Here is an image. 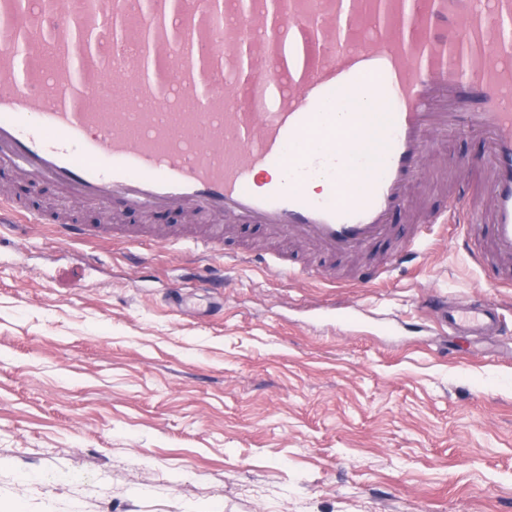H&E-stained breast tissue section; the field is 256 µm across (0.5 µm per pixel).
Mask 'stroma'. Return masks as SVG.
Here are the masks:
<instances>
[{
  "label": "stroma",
  "instance_id": "1",
  "mask_svg": "<svg viewBox=\"0 0 512 512\" xmlns=\"http://www.w3.org/2000/svg\"><path fill=\"white\" fill-rule=\"evenodd\" d=\"M130 253L0 238V512H512V287L455 240L383 287L339 258L334 287L249 268L218 294L195 249ZM440 293L506 335L448 336Z\"/></svg>",
  "mask_w": 512,
  "mask_h": 512
}]
</instances>
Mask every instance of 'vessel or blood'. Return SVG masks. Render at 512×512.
<instances>
[{"label":"vessel or blood","mask_w":512,"mask_h":512,"mask_svg":"<svg viewBox=\"0 0 512 512\" xmlns=\"http://www.w3.org/2000/svg\"><path fill=\"white\" fill-rule=\"evenodd\" d=\"M148 23L130 45L113 21ZM512 0H0V170L107 205L82 224L0 190L1 224L50 223L68 241L153 238L220 250L224 273L311 276L287 253L224 249L239 224L325 257L389 246L349 282L416 263L455 230L491 285L512 282ZM126 101L104 117L89 91ZM373 98L378 112L330 104ZM476 135L475 180L424 208L432 140ZM321 176L323 194L307 188ZM172 211L154 229L127 214ZM406 214L410 223L395 219ZM452 336H501L492 302L440 296Z\"/></svg>","instance_id":"obj_1"}]
</instances>
